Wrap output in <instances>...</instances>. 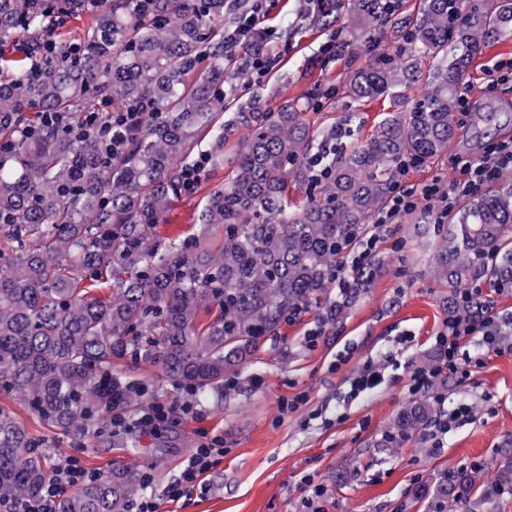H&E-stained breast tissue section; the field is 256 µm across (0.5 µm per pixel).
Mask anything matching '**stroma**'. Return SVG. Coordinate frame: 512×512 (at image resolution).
Wrapping results in <instances>:
<instances>
[{
	"label": "stroma",
	"instance_id": "stroma-1",
	"mask_svg": "<svg viewBox=\"0 0 512 512\" xmlns=\"http://www.w3.org/2000/svg\"><path fill=\"white\" fill-rule=\"evenodd\" d=\"M310 11L308 0H263L266 24L284 34L272 45L281 61L258 82L238 75L236 90L227 97L231 107L256 92L275 107L303 97L314 85H339L345 59L322 53L331 33L310 25ZM509 58L512 35L476 60L466 86L472 106L504 109L487 134L490 143L512 132V82L487 88L483 67ZM389 110L379 100L367 105L340 100L310 118L320 129L352 116L351 127L362 138ZM472 118L471 111L458 113L457 141L444 155L411 169L410 182L448 177L458 158L474 153ZM226 176L223 169L204 171L193 189L174 201L160 235L198 232L205 199ZM438 242L436 225L423 213L405 217L395 239L382 243L371 281L357 289L339 322L326 319L328 308L344 298L331 286L307 312L266 338L235 374V386L191 396L202 419L177 415L158 432L89 436L43 423L15 393L0 390V408L44 444L51 465L75 457L93 476L118 464L138 465L159 497L158 512H302L307 496L316 497L324 512H430L427 500L417 498L418 489L433 486L440 473L475 464L484 480H493L503 443L512 436V352L490 353L466 382L449 378L444 404L433 405L436 414L461 403L471 406L469 418L442 435L441 448H432L422 435L399 448L380 445L399 412L416 400L410 375L435 361V338L448 322V291L429 276ZM315 328L322 334L313 342L309 332ZM368 364L383 371V381L371 393L354 395L352 379ZM284 399L298 402L285 416L279 413ZM203 430L223 436V460L204 474L203 491L180 500L164 496Z\"/></svg>",
	"mask_w": 512,
	"mask_h": 512
}]
</instances>
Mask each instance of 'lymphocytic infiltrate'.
<instances>
[{"instance_id": "obj_1", "label": "lymphocytic infiltrate", "mask_w": 512, "mask_h": 512, "mask_svg": "<svg viewBox=\"0 0 512 512\" xmlns=\"http://www.w3.org/2000/svg\"><path fill=\"white\" fill-rule=\"evenodd\" d=\"M227 8L235 18L224 28V51L237 56L238 50L252 42L255 33H262L264 44L246 58H239L238 69L250 79H261L277 64L278 56L270 50L275 30L264 26L262 0H228ZM457 174L448 179L436 178L423 184H412L405 179L395 181L388 206L373 219L370 233H354L349 246L336 265L333 282L337 288H349L361 272L372 266V261L385 238L394 236L397 224L415 212H424L435 223H443L458 201L494 186L504 172L512 171V137L483 148L473 160L455 164ZM506 319L495 308H488L478 320L457 317L449 320L436 338L438 358L427 367L415 368L410 376L414 392L430 390L435 379L443 374L458 375L463 361L469 360V346H478L483 353H501L500 336ZM224 439L201 434L187 465L175 481L166 487L168 497L182 498L197 492L200 477L224 456ZM87 478L77 458H70L58 469L41 495L28 502L24 512H55L61 493L79 488Z\"/></svg>"}]
</instances>
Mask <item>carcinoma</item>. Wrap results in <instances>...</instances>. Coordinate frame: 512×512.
<instances>
[{
    "mask_svg": "<svg viewBox=\"0 0 512 512\" xmlns=\"http://www.w3.org/2000/svg\"><path fill=\"white\" fill-rule=\"evenodd\" d=\"M225 0H0V47L28 35L0 79V388L16 391L43 420L90 432L106 397L135 405L134 387L112 372L146 365L196 392L224 379L291 315L328 288L350 233L387 204L391 174L448 150L474 60L512 35V0H323L313 24L350 21L342 98L410 105L338 157L346 135L319 133L310 104L317 85L276 109L253 97L214 136L208 166L231 177L204 203L200 232L162 241L157 230L186 188L185 161L224 111L235 80L224 54ZM88 19L75 42L55 32L57 51L38 75L30 60L49 26ZM396 44L386 52L384 39ZM154 113L110 136L92 112ZM230 159L224 144L239 130ZM307 186L301 204L288 186ZM512 188L469 201L431 260L448 289V317L484 314L459 291L490 252L494 286L512 288ZM109 290L102 295L101 289ZM431 408L419 399L385 435L420 433ZM42 443L0 410V508L20 512L50 480ZM146 489L133 468L113 469L63 493L56 512H131ZM512 490V457L491 482L456 472L419 494L441 510L481 507Z\"/></svg>",
    "mask_w": 512,
    "mask_h": 512,
    "instance_id": "obj_1",
    "label": "carcinoma"
}]
</instances>
